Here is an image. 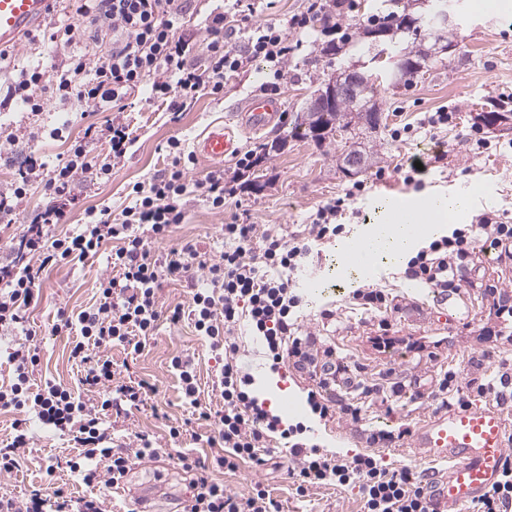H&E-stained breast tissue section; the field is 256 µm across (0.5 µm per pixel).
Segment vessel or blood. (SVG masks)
I'll return each mask as SVG.
<instances>
[{
	"label": "vessel or blood",
	"mask_w": 512,
	"mask_h": 512,
	"mask_svg": "<svg viewBox=\"0 0 512 512\" xmlns=\"http://www.w3.org/2000/svg\"><path fill=\"white\" fill-rule=\"evenodd\" d=\"M51 5L52 0H0V48L19 46L24 35L44 20ZM281 110L280 98L254 94L247 101L244 120L249 128L262 130L278 121ZM234 149L235 132L228 126L212 130L196 144L206 162L223 159ZM398 216L407 218L417 235L431 228L423 219L420 201L393 199L387 217ZM366 249L363 234L348 240L344 248L347 266L365 269ZM411 446L420 461L447 462V469L431 478L426 492L435 512H459L461 505L477 501L498 480L512 453V430L501 408L476 404L434 413L413 432Z\"/></svg>",
	"instance_id": "b4317fda"
}]
</instances>
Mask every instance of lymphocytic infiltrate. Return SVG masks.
<instances>
[{"mask_svg":"<svg viewBox=\"0 0 512 512\" xmlns=\"http://www.w3.org/2000/svg\"><path fill=\"white\" fill-rule=\"evenodd\" d=\"M184 2L79 0L73 22L63 24L51 18L28 35L31 43L50 45L60 55L54 75L39 66L22 69L0 103L20 102L34 115L51 105L68 112L93 107L120 113L126 99L147 83L153 101L175 115L198 92L223 94L225 81L254 61L272 64L274 77H281V68L293 51L286 37L267 23L257 27L243 49L226 48L228 21L220 12L207 18V58L202 62L192 58L179 26ZM102 139L109 151L101 157L94 154L93 146ZM133 143V132L125 122L115 120L100 130L88 126L74 138L64 162L52 166L29 160L19 168L14 183L0 191V213L5 215L14 213L33 183H43L49 193L37 225L28 229L18 247L0 252V337L13 339L5 354L14 368L11 383L0 386V410L16 414L13 440L0 448V476L19 467L37 424L54 436L73 438L79 451L66 465L94 491L88 498L72 497L59 487L49 493L36 490L26 497L1 493L0 512H104V494L119 488L136 462L167 455V448L145 434L113 444L103 427L111 414L139 409L154 389L145 379L119 380L108 347L120 345L140 353L164 317L174 324L190 320L222 361L213 385L224 407L214 414H201L203 420H216L218 434L208 443L220 452L208 462L186 453L178 457L182 471L191 476L188 512H281L280 503L262 483L237 493L226 490L214 476L218 470L237 471L245 462L266 466L277 436L286 441L283 464L298 495L326 485L354 486L361 494L363 512H432L422 472L407 466L389 469L373 456V449L396 443L392 432L368 431L366 454L345 458L323 453L307 437L306 426L283 428L281 418L259 404L255 379L239 364V331L245 326L271 369L289 366L308 375L313 386L307 400L313 414L329 420L340 413L361 421L360 408L330 405L323 395L339 367L332 361L330 348L302 335L298 312L303 298L293 280L314 245L345 234V225L336 221L342 202L319 209L313 223L295 232L279 224L222 225L224 249L216 257L189 243L172 245L175 228L186 219L191 188L201 189L216 209L223 208L225 196L235 191L220 169L190 181L185 152L174 139L167 167L134 185L132 202L120 218H113L109 209L92 208L86 212V222L75 229L55 235L43 232V225L66 222L60 202L77 184L111 177ZM154 242L167 244V252L152 251ZM106 245L112 248V274L99 280L95 304L75 315L59 311L53 326L55 334L72 338L70 357L83 369L81 392L52 381L44 389L33 390L30 376L40 363V349L26 326V313L40 295L44 273L95 256ZM503 247H512V224L484 214L477 223L458 225L419 249L408 259L405 274L438 292L454 293L476 252L488 254ZM199 271L205 282L197 288L193 281ZM167 281L191 284L187 307L164 312L160 290ZM473 394L498 407H511L512 373L464 379L449 370L438 380L434 399L441 409L463 408Z\"/></svg>","mask_w":512,"mask_h":512,"instance_id":"f902f5d3","label":"lymphocytic infiltrate"}]
</instances>
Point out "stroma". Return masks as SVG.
<instances>
[{
	"instance_id": "35a3bbf8",
	"label": "stroma",
	"mask_w": 512,
	"mask_h": 512,
	"mask_svg": "<svg viewBox=\"0 0 512 512\" xmlns=\"http://www.w3.org/2000/svg\"><path fill=\"white\" fill-rule=\"evenodd\" d=\"M226 14L234 16L235 32L231 44H242L254 27L274 23L296 50L285 64L279 95L284 109L278 122L260 131L236 129L239 151L256 149L262 162L248 170L237 169L235 156H225L224 177L236 187L226 197L223 211L210 209L200 194H192L184 224L176 229L172 242L197 244L201 251L218 255L224 248L219 234L221 225L234 218L252 224H284L289 230L312 223L318 209L336 199H344L341 223L349 230L374 224L376 205L384 201L387 187L396 195L417 199L433 194L472 195L469 210L460 216L463 224L476 223L479 215L495 214L498 221L512 224V131L499 132L478 118L492 104L512 110V10H484L474 0L459 7L462 21L455 34L451 52L435 55L428 71L410 81L394 83L380 78L374 98L381 109L377 129L356 138L337 134L323 143L292 136L291 129L314 91L336 72L361 62L356 43H349L335 55H323L321 49L331 40L323 21H311L297 31L289 27L290 18L303 11L304 0H258L255 12H248L238 0H223ZM272 75L264 62L256 61L246 72L230 78L220 96L200 93L187 99L178 121L159 103L149 101L148 90H140L126 102L121 117L137 137L111 179L94 185H78L65 203L68 227L83 223L91 208H110L113 215L132 201L135 183L158 173L168 163L167 143L180 140L186 151L212 129L234 121L247 98L262 90ZM448 108L452 120L437 133H429L421 123L440 108ZM106 112L85 113L48 110L36 116L0 108V124L10 125L17 137L14 145L0 152V188L15 180L19 164L26 157L55 163L65 156L70 143L53 138V128L71 123L73 133L87 125L104 126ZM37 139H30L31 131ZM374 149L378 161L365 172L348 175L337 166L343 152ZM418 158L424 163L422 174L407 181L408 164ZM45 204L41 186L34 185L12 216L10 227L0 230V244L11 245L29 229ZM338 244H326L320 253L295 274L297 284L315 275L325 290L316 306H303L302 333H311L333 349L337 361L346 365L350 384L336 383L326 395L335 402L359 398L360 387H374L364 399V419L356 424L342 417L324 421L313 415L306 403L310 380L295 369L278 373V384L297 395L298 411L291 422L304 423L314 441L325 452L343 457L366 452L365 430L392 432L417 426L435 411L436 381L444 371L466 374L476 363L496 370L512 365V339L497 333V303L485 291L486 283L498 281L500 288L512 291V254L482 255L464 270L466 282L458 293L444 297L436 305V290L408 279L403 268L381 263L367 285L383 289L390 296L386 310L363 308L352 297L346 282L349 273L337 266ZM106 254L86 262L68 264L52 271L41 285L38 301L30 310V327L41 348V363L34 371V387L52 379L76 387L80 369L69 361L67 339L53 335L51 327L58 310L80 312L96 298L100 277L110 274ZM333 318H325V311ZM123 373L150 379L156 385L141 410L129 416L108 420L115 441L144 431L165 440L169 427L184 426L180 451L206 458L212 450L207 438L213 432L211 422L197 419L181 398V384L170 366L173 356L187 355L194 362L202 406L220 409L223 400L212 386L216 363L208 343L196 336L188 321L172 325L161 322L158 335L137 357L127 355L122 346L108 351ZM34 444L18 471L0 480V490L16 496L41 488L44 469L55 465V483L76 497L88 495L86 486L74 480L63 464L75 455L73 443L35 431ZM228 490L242 492L254 482H262L282 505V512H362L357 489L324 486L306 496L297 495L291 479L274 465L253 469L242 465L223 476ZM189 494V477L175 460L163 457L135 465L124 489L114 491L107 501L111 512H132L137 502H145L151 512H179Z\"/></svg>"
}]
</instances>
